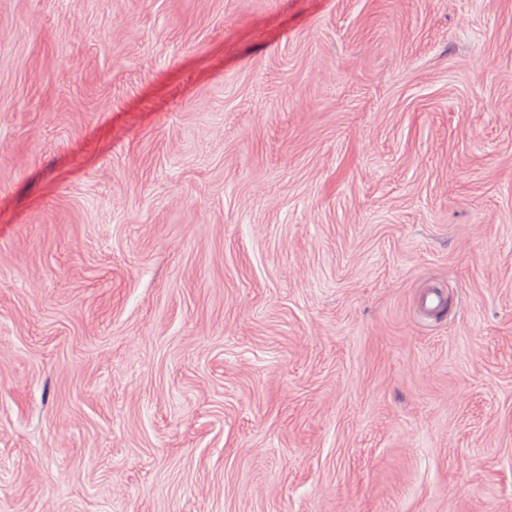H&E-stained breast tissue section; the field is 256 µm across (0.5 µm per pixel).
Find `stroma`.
<instances>
[{
  "label": "stroma",
  "mask_w": 512,
  "mask_h": 512,
  "mask_svg": "<svg viewBox=\"0 0 512 512\" xmlns=\"http://www.w3.org/2000/svg\"><path fill=\"white\" fill-rule=\"evenodd\" d=\"M0 512H512V0H0Z\"/></svg>",
  "instance_id": "stroma-1"
}]
</instances>
